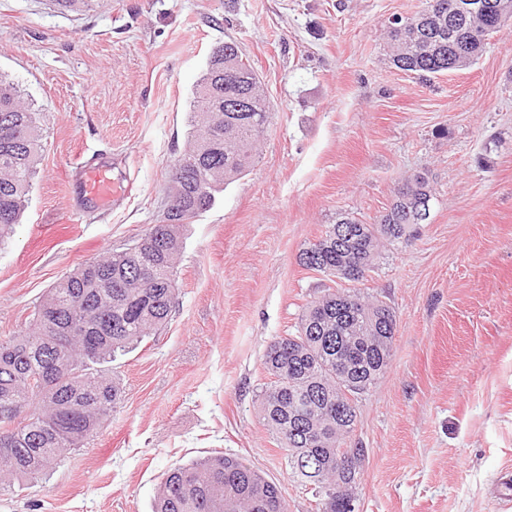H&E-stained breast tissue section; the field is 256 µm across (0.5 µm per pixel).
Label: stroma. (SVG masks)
Here are the masks:
<instances>
[{"mask_svg": "<svg viewBox=\"0 0 512 512\" xmlns=\"http://www.w3.org/2000/svg\"><path fill=\"white\" fill-rule=\"evenodd\" d=\"M425 0H0V75L41 117L20 224L0 244V337L46 290L161 223L191 89L235 42L273 105L257 164L187 224L160 335L105 364L111 416L0 512H151L162 475L224 452L317 512L259 410L269 342L325 288L298 263L326 225L377 223L417 172L418 237L383 249L358 289L394 308L390 365L360 400V512H512V23L472 67L422 82L387 56V25ZM122 192L83 195L78 164ZM79 221H71L72 212Z\"/></svg>", "mask_w": 512, "mask_h": 512, "instance_id": "35a3bbf8", "label": "stroma"}]
</instances>
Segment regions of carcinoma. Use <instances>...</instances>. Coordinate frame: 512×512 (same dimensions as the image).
I'll return each mask as SVG.
<instances>
[{
  "label": "carcinoma",
  "mask_w": 512,
  "mask_h": 512,
  "mask_svg": "<svg viewBox=\"0 0 512 512\" xmlns=\"http://www.w3.org/2000/svg\"><path fill=\"white\" fill-rule=\"evenodd\" d=\"M495 2L492 14L476 11L452 23L449 0L395 18L389 26L393 65L423 79L470 67L488 38L512 20V0ZM270 115L261 78L238 46L226 42L224 50L210 52L190 102L189 148L171 166L178 223L151 225L139 250L128 246L82 263L49 288L27 328L0 338V406L20 408L12 446L0 451V492L39 479L111 415L120 389L96 366L136 348L168 321L181 231L215 204L224 186L254 168ZM40 149V113L0 76V240L26 209ZM397 188L379 223L341 217L300 252L299 264L328 277L345 268L372 271L382 248L405 238L406 225L432 197L422 173ZM396 327L386 302L328 288L307 305L290 338L267 346L259 411L287 448L292 477L313 486L320 512H356L360 467H336L337 449L357 447L356 423H348L357 412L344 388L358 381L368 390L376 383L390 363ZM56 329L67 332L62 357L69 369L40 388L31 380L44 374L43 349ZM51 417L64 423L56 438L42 434ZM152 512H288V505L281 489L243 459L218 453L171 470L157 487Z\"/></svg>",
  "instance_id": "cac0c4a2"
}]
</instances>
